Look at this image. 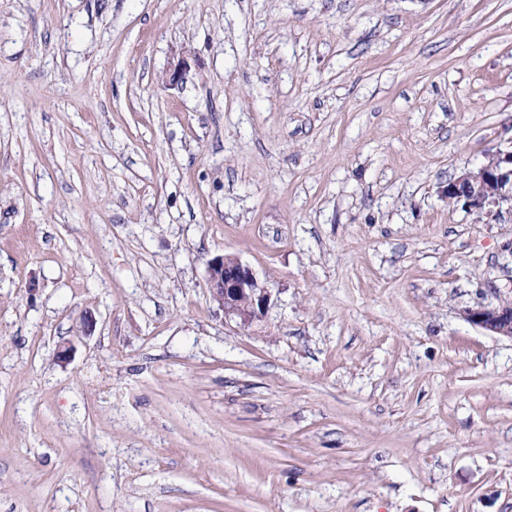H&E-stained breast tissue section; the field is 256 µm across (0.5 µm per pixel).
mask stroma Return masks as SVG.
Returning <instances> with one entry per match:
<instances>
[{
  "label": "stroma",
  "instance_id": "35a3bbf8",
  "mask_svg": "<svg viewBox=\"0 0 512 512\" xmlns=\"http://www.w3.org/2000/svg\"><path fill=\"white\" fill-rule=\"evenodd\" d=\"M510 151L512 0H0V512H512ZM449 200H464L471 208L512 205V151L496 154L476 169L448 181ZM208 283L225 321L250 327L263 321L272 292L238 258L219 255L208 263ZM462 317L472 325L512 340V303L503 302L496 306L477 305L464 308Z\"/></svg>",
  "mask_w": 512,
  "mask_h": 512
}]
</instances>
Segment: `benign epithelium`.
<instances>
[{
	"instance_id": "7a95c632",
	"label": "benign epithelium",
	"mask_w": 512,
	"mask_h": 512,
	"mask_svg": "<svg viewBox=\"0 0 512 512\" xmlns=\"http://www.w3.org/2000/svg\"><path fill=\"white\" fill-rule=\"evenodd\" d=\"M448 199L463 200L470 207L512 204V151L497 154L476 169L448 181ZM208 283L224 320L250 327L265 317L272 292L254 270L235 257L219 255L208 263ZM462 317L483 330L512 339V303L477 305L461 311Z\"/></svg>"
}]
</instances>
